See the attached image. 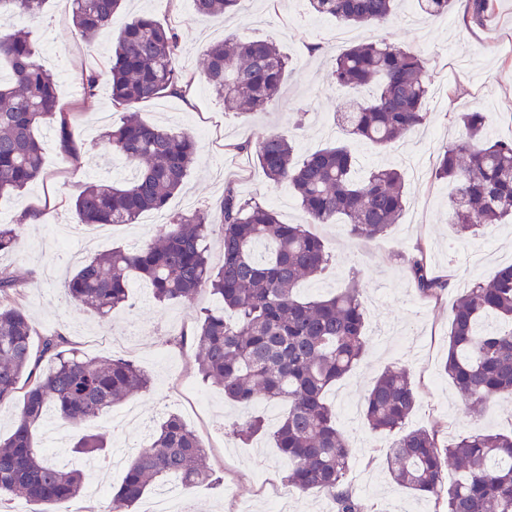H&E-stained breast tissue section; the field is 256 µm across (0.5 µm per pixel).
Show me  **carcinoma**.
Here are the masks:
<instances>
[{"instance_id":"carcinoma-1","label":"carcinoma","mask_w":512,"mask_h":512,"mask_svg":"<svg viewBox=\"0 0 512 512\" xmlns=\"http://www.w3.org/2000/svg\"><path fill=\"white\" fill-rule=\"evenodd\" d=\"M123 0H73L77 33L93 38L112 26ZM199 13L217 17L239 11L243 0H195ZM397 0H309L311 11L349 25L382 27L396 16ZM421 13L448 12L449 0H416ZM46 0H0V15L36 21ZM183 51L176 26L142 15L119 30L109 59L112 108L119 125L104 132L112 153L135 170L124 183L90 182L73 196L76 223L135 224L150 211L166 209L189 176L199 149L188 132L145 123L137 105L167 95L184 96L194 77L178 62ZM0 197L21 193L43 177L39 126L58 132L59 153L79 158L69 113L59 106L57 82L37 60L31 32L0 31ZM288 59L272 40L226 39L205 51L203 75L224 101V110L261 112L276 101ZM330 78L356 92L375 89L344 113V131L355 142L392 146L423 125L429 76L425 59L383 39L358 44L334 59ZM463 134L439 154L434 178L448 185L453 203L448 223L465 236L479 227L512 221V141H491L480 112L460 115ZM254 164L274 186L288 184L311 224L344 218L353 239H373L400 222L405 182L395 168L357 175L349 144L321 148L301 161L293 140L272 132L254 148ZM224 263L208 261L212 224L203 214L177 215L159 234L133 251L114 248L87 259L64 283L67 296L105 317L132 306L131 288L148 281L160 304L190 300L207 288L220 302L206 310L192 331L196 370L222 388L243 409L260 403L288 404L272 434L288 459L287 481L301 492L332 497L337 512H368L349 490L345 475L353 449L327 404V391L348 375L365 353L364 305L351 283L322 299L297 295L299 283L328 263L321 240L301 224H284L277 213L242 197L233 182L219 202ZM19 225L0 224V253L15 249ZM418 293L434 298L448 283L433 276L424 248L408 261ZM49 361L47 371L40 370ZM443 371L470 409L485 410L512 400V264L487 283L477 281L456 300L448 328ZM148 375L131 360L87 357L64 335L34 336L18 281L0 268V406L22 398L10 432L0 436V507L20 495L59 512L79 496L82 470L48 461L35 432L52 410L78 426L146 390ZM418 393L406 369L383 371L368 389L362 415L372 433L398 434L386 454L391 479L432 499L442 512H512V434L475 429L442 445L438 427L407 433ZM265 431L252 415L233 426L249 440ZM107 448L103 437L82 433L72 453L95 456ZM199 436L176 415L156 427L149 444L129 461L112 493L111 512H132L159 483L176 478L189 491L214 481ZM457 478L448 481V467Z\"/></svg>"}]
</instances>
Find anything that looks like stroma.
I'll list each match as a JSON object with an SVG mask.
<instances>
[{
  "label": "stroma",
  "mask_w": 512,
  "mask_h": 512,
  "mask_svg": "<svg viewBox=\"0 0 512 512\" xmlns=\"http://www.w3.org/2000/svg\"><path fill=\"white\" fill-rule=\"evenodd\" d=\"M492 3L491 17L480 25L471 17L468 0H450L447 13L434 17L420 16L414 0H400L399 17L387 27L351 28L342 38L337 35L340 22L312 13L307 0H244L240 11L225 19L200 15L194 0H126L111 28L89 42L74 33L71 0H47L36 22L17 15L8 20V27L32 32L37 59L54 75L62 108L72 115L80 159L70 162L61 157L55 126L39 128L44 177L22 194L0 198V224L14 223L22 208L44 199H55L56 204L42 223L22 226L18 247L0 256V266L17 278L37 335L63 333L88 357L129 358L150 375L149 390L113 406L109 416L95 419L92 432L103 436L109 446L132 453L146 446L152 429L171 414L198 434L219 481L193 490L197 512H241L245 506L250 512H270L268 485L283 484L288 469L269 437L282 408L265 409L266 434L246 443L233 434L231 427L244 420V412L225 402L222 390L202 379L193 366V345L179 342L181 332L192 331L201 311L216 306L208 290H200L192 300L163 305L154 300L151 290L136 291L131 309L101 317L67 299L62 287L67 266L115 247H140L159 233L167 215L214 210L230 179L243 197L274 209L281 222L305 223L291 188L267 183L251 154L241 151V144L256 142L272 131L287 132L301 159L336 142L342 112L360 96L332 84L329 62L351 44L380 38L420 54L431 80L426 122L392 148L365 143L356 147L360 172L381 165L402 171L407 201L401 222L369 242L350 238L339 224L311 225L330 262L317 277L304 280L299 293L319 298L339 291L354 277L362 289L366 352L327 395L340 429L355 449L347 475L350 491L365 505L384 512H434L433 501L391 480L385 447L393 438L370 433L360 404L382 371L403 366L418 392L406 429L440 423L442 443L474 428L512 430V401L482 413L465 409L443 372L453 302L471 283L492 279L502 264L512 262V224L459 238L448 222V186L432 177L437 153L462 132L459 113H483L490 139L512 141V0ZM141 13L178 25L184 45L179 65L197 79L188 98L143 103L140 115L147 123L195 135L199 142L195 169L166 214L146 213L134 224L78 226V234L60 244L59 230L76 226L68 199L82 184L128 177L121 160L112 157L102 142L106 129L122 119L112 108L107 85L88 97L77 77L84 69H103L112 53L113 31ZM227 36L274 39L289 59L283 90L268 111L245 116L227 112L223 100L199 78L203 52ZM420 246L428 252L433 273L451 282L440 299L421 298L410 277L407 258ZM123 476V469L111 468L107 456H100L90 479L103 485V494L97 498L84 494L69 501V508L109 512L110 489Z\"/></svg>",
  "instance_id": "obj_1"
}]
</instances>
